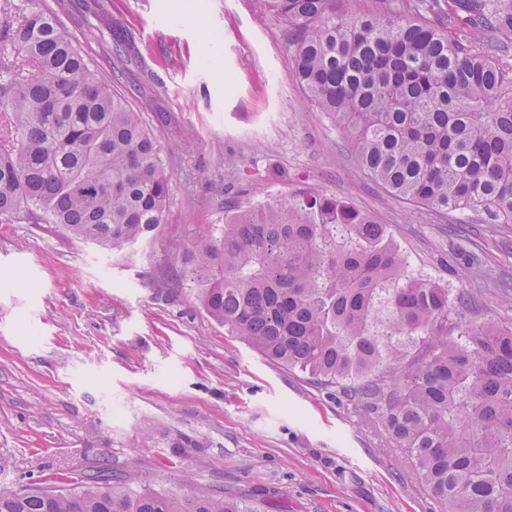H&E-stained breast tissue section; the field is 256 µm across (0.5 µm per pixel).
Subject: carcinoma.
Segmentation results:
<instances>
[{"instance_id":"obj_1","label":"carcinoma","mask_w":512,"mask_h":512,"mask_svg":"<svg viewBox=\"0 0 512 512\" xmlns=\"http://www.w3.org/2000/svg\"><path fill=\"white\" fill-rule=\"evenodd\" d=\"M292 27L309 102L394 199L512 224V0H260ZM170 178L141 113L39 0H0V221L123 251L164 223ZM386 225L334 194L241 210L180 245V279L269 360L336 389L444 512H512V320L478 322L409 272ZM0 490V512H260L222 488L130 475Z\"/></svg>"}]
</instances>
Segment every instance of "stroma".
<instances>
[{
	"mask_svg": "<svg viewBox=\"0 0 512 512\" xmlns=\"http://www.w3.org/2000/svg\"><path fill=\"white\" fill-rule=\"evenodd\" d=\"M41 4L141 113L171 191L155 236L122 252L0 222V490L101 471L266 512H440L335 390L225 333L180 282L177 246L237 210L333 194L387 225L415 276L508 320L512 228L394 200L307 100L291 32L257 0ZM180 433L198 447H173Z\"/></svg>",
	"mask_w": 512,
	"mask_h": 512,
	"instance_id": "1",
	"label": "stroma"
}]
</instances>
